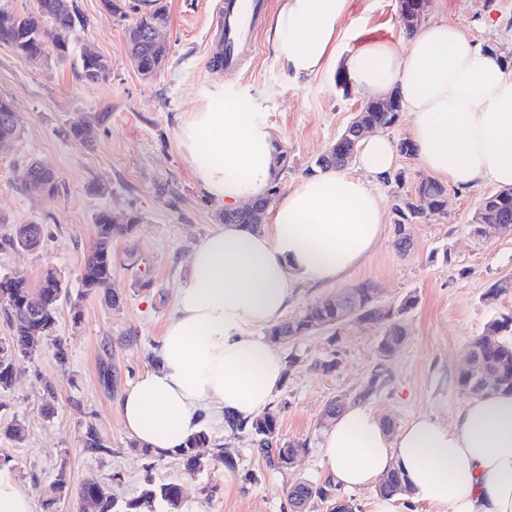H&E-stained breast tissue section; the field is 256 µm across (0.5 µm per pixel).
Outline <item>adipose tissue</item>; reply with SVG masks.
Wrapping results in <instances>:
<instances>
[{
    "label": "adipose tissue",
    "instance_id": "obj_1",
    "mask_svg": "<svg viewBox=\"0 0 512 512\" xmlns=\"http://www.w3.org/2000/svg\"><path fill=\"white\" fill-rule=\"evenodd\" d=\"M349 0H278L268 34L283 71L298 81L335 66ZM365 95L398 94L418 166L448 185L512 187V60L445 19L424 25L406 50L361 45L345 61ZM195 180L235 207L273 179L274 136L248 105L208 92L179 131ZM387 135L366 138L358 174L325 171L278 200L271 224L254 234L228 224L200 239L156 367L143 371L117 408L128 434L169 456L199 430L201 410L252 419L281 389L286 364L265 331L280 323L305 279L333 283L365 258L383 233L370 189L396 167ZM326 472L336 487L371 491L369 512H403L404 497L433 512H512V394L467 401L451 424L428 416L398 433L362 405L347 407L324 434ZM410 494L377 490L391 470Z\"/></svg>",
    "mask_w": 512,
    "mask_h": 512
}]
</instances>
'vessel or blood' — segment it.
<instances>
[{"label": "vessel or blood", "mask_w": 512, "mask_h": 512, "mask_svg": "<svg viewBox=\"0 0 512 512\" xmlns=\"http://www.w3.org/2000/svg\"><path fill=\"white\" fill-rule=\"evenodd\" d=\"M264 10L265 0H224L220 50L224 72L235 74L242 69Z\"/></svg>", "instance_id": "b4317fda"}]
</instances>
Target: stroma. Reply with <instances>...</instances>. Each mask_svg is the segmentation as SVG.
Returning <instances> with one entry per match:
<instances>
[{
	"mask_svg": "<svg viewBox=\"0 0 512 512\" xmlns=\"http://www.w3.org/2000/svg\"><path fill=\"white\" fill-rule=\"evenodd\" d=\"M85 21L77 41L91 45L111 63L108 79L87 84L71 66L35 65L0 45V97L14 105L20 138L0 148V238L10 225L35 220L44 227L35 251L0 247V275L38 281L53 268L64 277L70 300L59 309L57 336L68 348L59 364L52 348L25 361L14 387L0 390V423L21 420L25 438L0 436V461L8 460L19 481L41 502L57 471L67 470L70 494L59 512H77L88 482L108 485L118 501L137 498L145 476L181 484V512H289L287 490L299 481L328 484L320 446L327 429L324 409L332 398L353 404L372 375L380 383L366 405L383 422L401 430L426 415L453 421L467 397L456 374L468 345L487 325L512 315V292L494 302L484 295L498 279L512 277V233L478 237L471 220L494 185L448 190L446 212L411 224L413 248L394 246L393 189L373 185L384 212V233L360 265L334 283L302 281L289 317L343 288L363 282L377 290V303L389 308L416 298L405 318L406 336L382 355L386 326L347 321L280 345L283 357H296L271 404L279 413L282 440L306 442L307 449L288 470H269L249 436L231 434L224 417L206 411L202 424L214 447L230 452L237 466H215L187 473L180 459L156 464L132 448L117 413V402L138 375L156 360L165 325L175 310L179 288L188 277L194 245L218 228L221 203L209 198L193 178L179 149V126L202 104L205 91L223 85L225 96L262 113L288 153L279 189L305 178L308 166L341 135L365 98L349 79L329 71L293 81L282 72L272 43L258 32L256 51L235 76L213 68L220 44L224 0H162L169 24L161 37L169 47L165 66L142 80L125 52V32L149 0H122L123 15L105 10L101 0H74ZM424 20L442 17L474 39L512 53V0H425ZM398 0H350L341 25L339 49L349 54L372 40L406 41ZM83 112H101L94 142L68 134ZM53 169L61 186L52 197L21 189L30 162ZM136 214L132 236L112 242V280L121 295L112 304L106 291L86 295L80 285L83 259L95 242L98 211ZM81 324H74V312ZM335 362L325 371V362ZM110 380H103L102 370ZM55 412L42 413L46 400ZM94 426L104 452L84 448L86 426Z\"/></svg>",
	"mask_w": 512,
	"mask_h": 512,
	"instance_id": "1",
	"label": "stroma"
}]
</instances>
